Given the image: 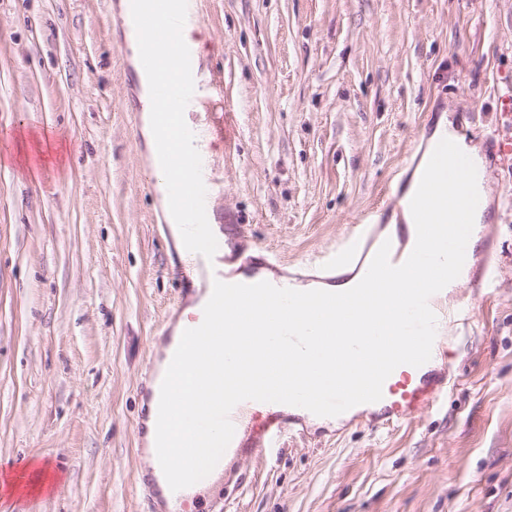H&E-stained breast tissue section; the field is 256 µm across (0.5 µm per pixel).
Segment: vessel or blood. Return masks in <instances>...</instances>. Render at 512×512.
I'll return each instance as SVG.
<instances>
[{
  "instance_id": "1",
  "label": "vessel or blood",
  "mask_w": 512,
  "mask_h": 512,
  "mask_svg": "<svg viewBox=\"0 0 512 512\" xmlns=\"http://www.w3.org/2000/svg\"><path fill=\"white\" fill-rule=\"evenodd\" d=\"M126 4L137 31L146 36L140 66L151 75L153 114L174 168L169 178V194L183 224L196 233L200 225L209 221L210 187L204 180L200 153L206 142L223 134L217 124L190 128L183 125L185 113L209 110L219 98L196 48L177 38L184 28L201 25L198 0H126ZM158 30L172 34V41L162 45L149 41V34ZM376 239L377 219L372 216L354 226L341 245L318 265V274L330 282L365 274L371 261L369 247ZM223 248V241L196 233L188 268L202 276L206 285L224 277L223 270L214 264ZM444 383V376L426 374L424 368L397 367L383 385L385 421L406 419L414 411L431 405L442 394ZM230 419L235 426L227 448L231 455L242 453L248 445L275 455L294 428L274 403L241 402L232 410Z\"/></svg>"
}]
</instances>
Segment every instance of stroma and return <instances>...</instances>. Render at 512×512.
Returning a JSON list of instances; mask_svg holds the SVG:
<instances>
[{"mask_svg": "<svg viewBox=\"0 0 512 512\" xmlns=\"http://www.w3.org/2000/svg\"><path fill=\"white\" fill-rule=\"evenodd\" d=\"M120 0H0V512H160L144 382L188 302L141 135ZM224 91V232L309 274L389 204L443 110L492 157L478 259L449 294L448 390L393 425L302 419L196 512H512V0H200ZM50 488L19 485L24 468Z\"/></svg>", "mask_w": 512, "mask_h": 512, "instance_id": "stroma-1", "label": "stroma"}]
</instances>
